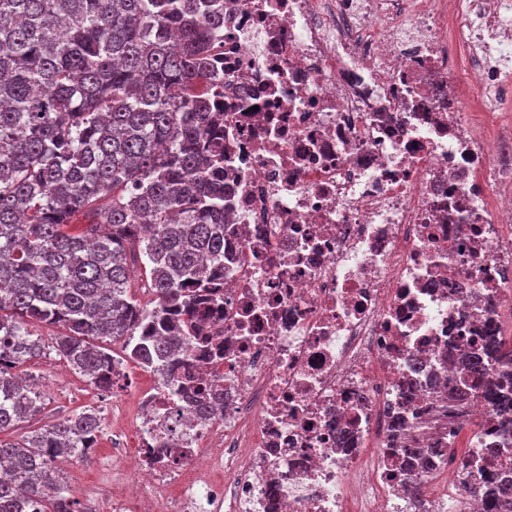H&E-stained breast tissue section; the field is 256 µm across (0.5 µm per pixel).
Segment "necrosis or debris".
I'll list each match as a JSON object with an SVG mask.
<instances>
[{
    "instance_id": "4bbe7bcc",
    "label": "necrosis or debris",
    "mask_w": 512,
    "mask_h": 512,
    "mask_svg": "<svg viewBox=\"0 0 512 512\" xmlns=\"http://www.w3.org/2000/svg\"><path fill=\"white\" fill-rule=\"evenodd\" d=\"M452 12L499 111L512 0H224V297L107 512H501L512 413L461 360L512 313V121L473 122ZM456 27L457 20L456 16L453 13H449L448 15V36H449V44L453 54L457 57L458 64V74L460 81V91L461 93L469 98L470 107L469 112H472V118L476 123L481 127V129L486 133L493 135V130L498 123V118L496 114L493 113H485L481 106L480 101L477 99L476 94L473 88L469 85L463 73L469 69L465 58V47L463 43L457 38L456 35Z\"/></svg>"
}]
</instances>
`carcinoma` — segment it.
<instances>
[{"label": "carcinoma", "mask_w": 512, "mask_h": 512, "mask_svg": "<svg viewBox=\"0 0 512 512\" xmlns=\"http://www.w3.org/2000/svg\"><path fill=\"white\" fill-rule=\"evenodd\" d=\"M222 41L215 0H0V512H83L56 460L99 432L86 410L1 437L44 407L16 370L53 352L110 385L100 341L161 372L202 331L199 293L224 278ZM490 359L511 365L512 341L492 333L467 363L511 411Z\"/></svg>", "instance_id": "obj_1"}]
</instances>
